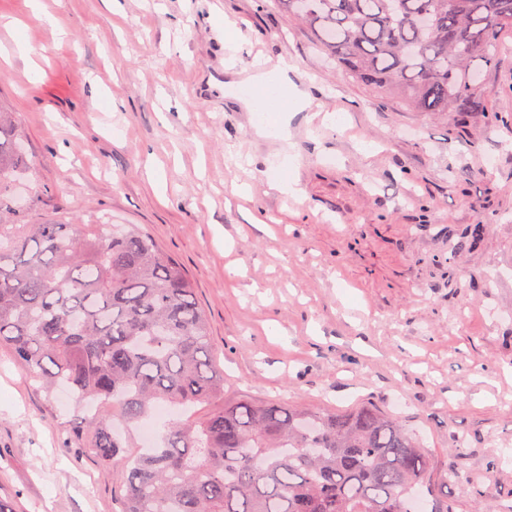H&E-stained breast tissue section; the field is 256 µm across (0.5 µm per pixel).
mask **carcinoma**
Listing matches in <instances>:
<instances>
[{
	"instance_id": "carcinoma-1",
	"label": "carcinoma",
	"mask_w": 512,
	"mask_h": 512,
	"mask_svg": "<svg viewBox=\"0 0 512 512\" xmlns=\"http://www.w3.org/2000/svg\"><path fill=\"white\" fill-rule=\"evenodd\" d=\"M291 20L355 81L413 112L497 106L477 65H495L512 35V0H281ZM25 162L0 112V345L49 387L106 404L90 447L103 460L131 447L115 419L161 402L179 417L157 449L122 470L123 512H454L441 487L462 480L419 436L378 410L324 412L224 399L211 329L195 284L135 224H18Z\"/></svg>"
}]
</instances>
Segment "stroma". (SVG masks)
I'll list each match as a JSON object with an SVG mask.
<instances>
[{
    "instance_id": "1",
    "label": "stroma",
    "mask_w": 512,
    "mask_h": 512,
    "mask_svg": "<svg viewBox=\"0 0 512 512\" xmlns=\"http://www.w3.org/2000/svg\"><path fill=\"white\" fill-rule=\"evenodd\" d=\"M40 4L0 0L28 219L142 225L196 284L225 399L374 406L463 474L455 512L512 504V37L483 73L498 119L463 120L345 77L279 0ZM281 57L311 98L284 139L256 133L277 113L224 96L225 62L245 77ZM282 172L300 199L272 187ZM96 420L0 348L6 512H121L122 460L89 448Z\"/></svg>"
}]
</instances>
